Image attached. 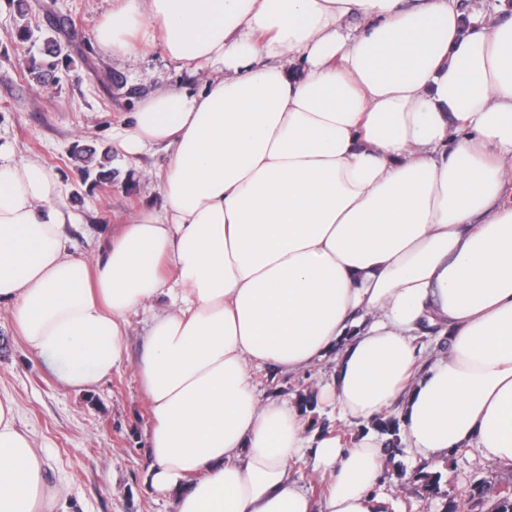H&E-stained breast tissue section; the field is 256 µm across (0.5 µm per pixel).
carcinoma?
I'll list each match as a JSON object with an SVG mask.
<instances>
[{
  "instance_id": "1",
  "label": "carcinoma",
  "mask_w": 512,
  "mask_h": 512,
  "mask_svg": "<svg viewBox=\"0 0 512 512\" xmlns=\"http://www.w3.org/2000/svg\"><path fill=\"white\" fill-rule=\"evenodd\" d=\"M69 26V19L54 16L48 19L47 30L37 38L34 37L33 31L26 23L15 29L13 37L22 46L34 39L40 41L41 60L33 58L27 64V73L36 84L42 86L58 81L59 65L68 59L62 37L66 36ZM71 159L85 178L92 179L96 184L112 182L113 172L110 167L109 151L106 150L99 154L94 149L76 145L71 152ZM376 427L391 436V439L385 442V452L389 458H394L397 453L401 452L398 421L392 418L386 421L379 418L376 420ZM415 477L429 493L435 495L440 492L439 474L428 473L420 469ZM487 497L494 500L492 512H512V494L503 493L500 491V485L486 480L476 484L468 498L459 501L448 500L447 512H476L479 504Z\"/></svg>"
}]
</instances>
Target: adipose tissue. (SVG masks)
I'll use <instances>...</instances> for the list:
<instances>
[{"mask_svg":"<svg viewBox=\"0 0 512 512\" xmlns=\"http://www.w3.org/2000/svg\"><path fill=\"white\" fill-rule=\"evenodd\" d=\"M458 3L115 0L101 50L132 54L148 25L220 75L139 100L121 146L168 148L163 203L92 262L66 253L57 180L0 144V310L81 392L147 313L145 482L174 512H383L380 441L308 435L253 383L330 354L342 417L394 407L428 465L473 445L512 466V13ZM425 323L447 357L421 362ZM16 419L0 398V512H51ZM303 449L319 503L288 472Z\"/></svg>","mask_w":512,"mask_h":512,"instance_id":"adipose-tissue-1","label":"adipose tissue"}]
</instances>
